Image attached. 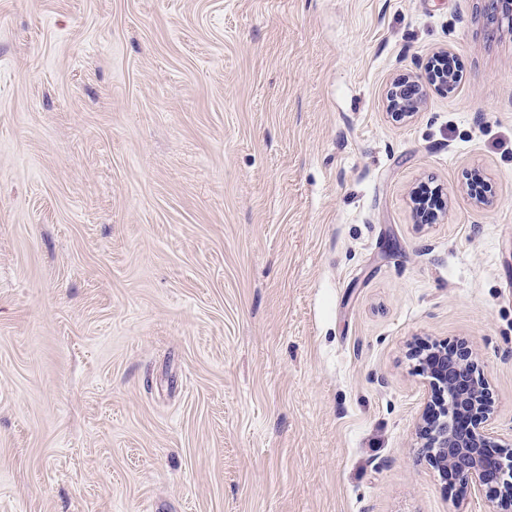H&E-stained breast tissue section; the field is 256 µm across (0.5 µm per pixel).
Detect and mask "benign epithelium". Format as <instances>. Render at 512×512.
I'll return each mask as SVG.
<instances>
[{"mask_svg": "<svg viewBox=\"0 0 512 512\" xmlns=\"http://www.w3.org/2000/svg\"><path fill=\"white\" fill-rule=\"evenodd\" d=\"M434 55L419 73H409L387 92L388 107L402 120L418 111L428 88L453 90ZM419 366L435 399L427 405L421 439L428 460L445 476L473 484L497 503V512H512V437L493 431L490 384L480 374L470 347L420 346Z\"/></svg>", "mask_w": 512, "mask_h": 512, "instance_id": "benign-epithelium-1", "label": "benign epithelium"}]
</instances>
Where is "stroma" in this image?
<instances>
[{"mask_svg": "<svg viewBox=\"0 0 512 512\" xmlns=\"http://www.w3.org/2000/svg\"><path fill=\"white\" fill-rule=\"evenodd\" d=\"M487 11L0 0V512H494L428 461L410 355L467 343L512 435ZM442 48L453 92L394 120Z\"/></svg>", "mask_w": 512, "mask_h": 512, "instance_id": "1", "label": "stroma"}]
</instances>
